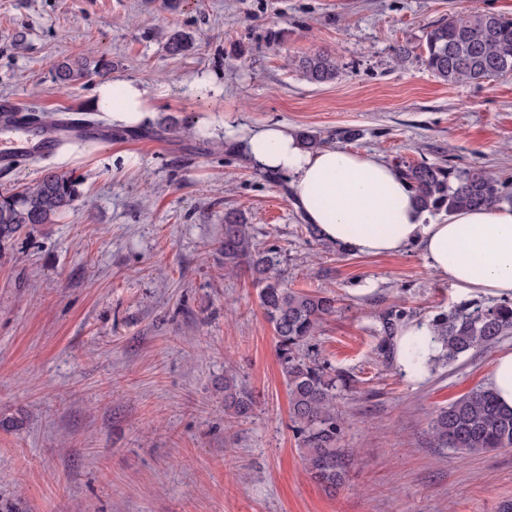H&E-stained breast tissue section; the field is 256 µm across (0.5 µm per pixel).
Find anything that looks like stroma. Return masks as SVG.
Instances as JSON below:
<instances>
[{"label": "stroma", "instance_id": "obj_1", "mask_svg": "<svg viewBox=\"0 0 512 512\" xmlns=\"http://www.w3.org/2000/svg\"><path fill=\"white\" fill-rule=\"evenodd\" d=\"M475 7L512 17V0H0V100L90 111L100 76L63 90L53 66L101 55L112 77L162 90L139 130L0 165L3 192L48 171L81 180L73 210L0 242V512H497L512 499V448L462 462L430 432L435 411L486 385L512 335L401 374L378 350L381 313L400 304L426 322L464 296L416 249L314 240L284 176L179 129L278 122L330 145L352 129L350 148L389 162L512 176V75L449 84L421 58L434 25ZM176 30L194 47L173 56ZM318 52L336 80L298 71ZM202 74L218 91L188 89ZM231 210L288 287L337 298L313 340L352 378L337 411L358 465L336 494L304 469L250 272L224 271ZM228 373L256 398L247 421L224 413ZM296 66L313 83H328L334 81L338 75L336 61L325 52L302 57Z\"/></svg>", "mask_w": 512, "mask_h": 512}]
</instances>
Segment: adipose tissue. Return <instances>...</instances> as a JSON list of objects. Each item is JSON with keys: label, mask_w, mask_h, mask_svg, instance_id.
I'll list each match as a JSON object with an SVG mask.
<instances>
[{"label": "adipose tissue", "mask_w": 512, "mask_h": 512, "mask_svg": "<svg viewBox=\"0 0 512 512\" xmlns=\"http://www.w3.org/2000/svg\"><path fill=\"white\" fill-rule=\"evenodd\" d=\"M152 86L111 79L93 103L115 127L134 130L151 113ZM237 151L251 168L290 179L296 206L322 239L360 256L417 249L429 268L468 297L512 299V206L463 209L432 219L396 167L376 153L344 147L304 148L286 126L240 129Z\"/></svg>", "instance_id": "adipose-tissue-1"}]
</instances>
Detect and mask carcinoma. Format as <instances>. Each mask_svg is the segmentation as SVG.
I'll return each mask as SVG.
<instances>
[{"label": "carcinoma", "mask_w": 512, "mask_h": 512, "mask_svg": "<svg viewBox=\"0 0 512 512\" xmlns=\"http://www.w3.org/2000/svg\"><path fill=\"white\" fill-rule=\"evenodd\" d=\"M192 48L191 36L175 31L166 49L182 55ZM426 68L446 83L476 82L512 73V18L472 9L463 18L445 20L426 35ZM298 70L310 82L336 79L334 58L325 53L305 56ZM88 73L84 62L63 61L54 66L63 87ZM18 131L52 133L59 120L52 113L31 112L20 117ZM419 205L431 214L449 215L459 209L494 204L512 205V179L478 168L442 163L402 162L397 165ZM77 178L48 171L18 192L0 194V241L40 224H54L79 196ZM224 268L245 265L258 288L263 314L271 325L276 353L288 386L290 420L305 470L329 489L342 486L355 465L353 452L340 446L342 422L336 411L337 392L350 386V377L310 353L324 317L336 311V299L325 293H307L287 287L276 271L274 251L254 247L243 213L224 215ZM409 319L406 308L390 307L381 315L384 338L380 349L396 352L399 327ZM428 326L436 355L422 359L409 348L408 373L418 376L442 362L451 364L472 350L487 349L512 334V302H472L433 317ZM255 398L232 377L224 378V413L237 419L251 417ZM434 441L464 460L476 453L512 447V410L502 409L494 393L479 387L439 409L432 420Z\"/></svg>", "instance_id": "cac0c4a2"}]
</instances>
